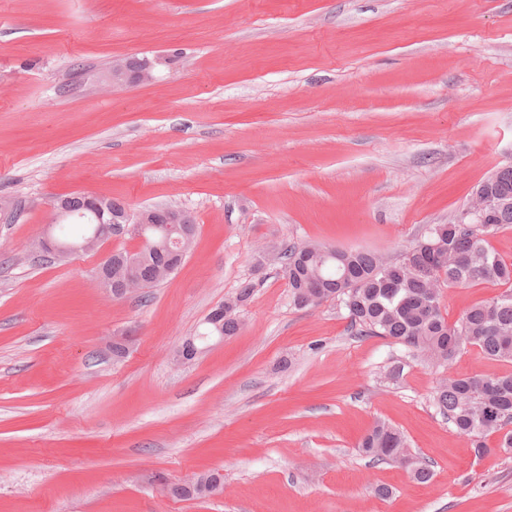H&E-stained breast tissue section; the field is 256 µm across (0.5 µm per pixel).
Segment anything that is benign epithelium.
Wrapping results in <instances>:
<instances>
[{
  "label": "benign epithelium",
  "mask_w": 512,
  "mask_h": 512,
  "mask_svg": "<svg viewBox=\"0 0 512 512\" xmlns=\"http://www.w3.org/2000/svg\"><path fill=\"white\" fill-rule=\"evenodd\" d=\"M153 80L152 65L142 59L127 57L118 59L112 63V87L121 88L128 84L145 83ZM87 209L94 215L96 229L93 234L81 238L73 243H65L50 234H45L32 244V251L50 255L55 259H64L73 253L88 252L100 248L105 242L119 236L125 228L118 224L117 219L112 215L108 203L91 195L84 196ZM51 218L49 224H59L68 215L72 214L69 206V198L59 197L50 202ZM191 223V215L177 207L167 206L153 208L148 212H140L135 215L137 239L143 241L145 225L162 234L161 242L168 243V235L178 234L174 240L177 244V255L184 258L191 248V236L184 229V225ZM138 250H132L126 261L122 263L117 275H112V254H107L102 259L97 272L96 279L101 288L115 297H128L141 291L142 282L134 272L135 258L133 255ZM205 348L196 344V338L186 340L178 348L172 357L175 365L180 366L201 355ZM203 482L210 492V496L217 497L224 493V474L220 470H209L203 472Z\"/></svg>",
  "instance_id": "benign-epithelium-1"
}]
</instances>
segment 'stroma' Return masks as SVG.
<instances>
[{
	"mask_svg": "<svg viewBox=\"0 0 512 512\" xmlns=\"http://www.w3.org/2000/svg\"><path fill=\"white\" fill-rule=\"evenodd\" d=\"M125 57L153 81L113 89ZM509 164L512 0H0V512H512V454L437 413L443 369L295 307L261 258H399ZM79 195L187 210L186 261L116 299L93 272L138 240L31 256L48 201ZM246 280L239 332L174 366ZM499 292L444 289L442 313ZM378 420L430 483L369 465ZM213 468L223 497L156 491Z\"/></svg>",
	"mask_w": 512,
	"mask_h": 512,
	"instance_id": "stroma-1",
	"label": "stroma"
}]
</instances>
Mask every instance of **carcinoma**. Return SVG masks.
<instances>
[{
    "label": "carcinoma",
    "instance_id": "cac0c4a2",
    "mask_svg": "<svg viewBox=\"0 0 512 512\" xmlns=\"http://www.w3.org/2000/svg\"><path fill=\"white\" fill-rule=\"evenodd\" d=\"M474 193L484 204V223H469L462 210L448 224L428 225L396 260L319 243L290 244L277 254L298 308L310 307L319 288L324 300H334L347 311L356 335L388 339L414 357L450 369L436 389L435 403L480 457L491 452L486 439L496 433L502 434L499 447L512 452V372L468 376L451 369L471 348L489 360L512 363V264L491 245V238L512 227V165L481 182ZM145 236L146 260L137 274L152 288L158 284L156 268L170 254L156 250L158 241L150 233ZM481 283L505 290L448 322L440 307L443 289ZM252 292L253 284L244 282L224 301V336L240 330L236 311ZM358 448L373 461L407 468L418 483L433 478L431 465L413 454L404 435L385 422H375Z\"/></svg>",
    "mask_w": 512,
    "mask_h": 512
}]
</instances>
